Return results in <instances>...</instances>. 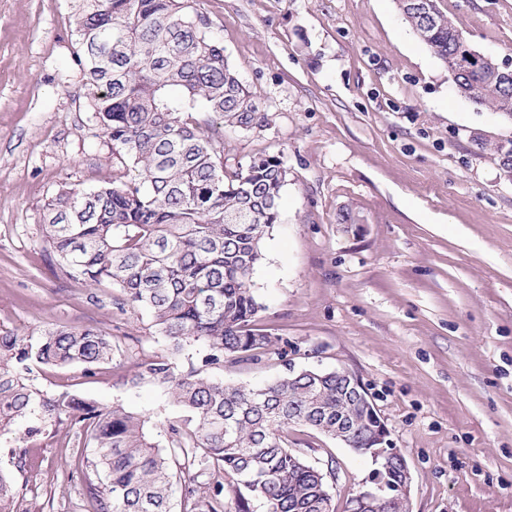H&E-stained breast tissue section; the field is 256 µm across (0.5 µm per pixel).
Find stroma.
<instances>
[{"instance_id": "1", "label": "stroma", "mask_w": 512, "mask_h": 512, "mask_svg": "<svg viewBox=\"0 0 512 512\" xmlns=\"http://www.w3.org/2000/svg\"><path fill=\"white\" fill-rule=\"evenodd\" d=\"M482 52L512 62V0H438ZM265 122L208 125L232 172L275 155L288 169L278 221L251 279L277 341L225 364L258 387L304 368L345 370L371 394L412 475L409 512H512V182L481 137L512 120L461 96L397 0H194ZM71 0H0V333L95 326L120 350L92 377L37 368L48 393L175 417L149 383L165 342L119 288L69 278L43 242L62 187L112 180V146L73 61ZM350 213L351 223L341 221ZM67 425L17 426L0 446L15 512H82L84 451ZM290 448L333 465L346 512L370 464L297 428Z\"/></svg>"}]
</instances>
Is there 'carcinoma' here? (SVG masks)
<instances>
[{"mask_svg":"<svg viewBox=\"0 0 512 512\" xmlns=\"http://www.w3.org/2000/svg\"><path fill=\"white\" fill-rule=\"evenodd\" d=\"M73 2L74 62L87 76L89 110L136 174L117 166L108 185L60 189L46 208V250L68 276L115 286L148 311L166 350L141 363L130 386H157L179 416L29 384L35 367L78 366L90 377L115 359L101 329L62 326L38 336L0 333V432L26 421L30 437L41 423L68 422L69 443L92 448L81 465L89 512H172L177 484L184 512H335L325 471L288 448V430L331 439L339 430L351 451L370 457L372 422L356 409L344 413V379L293 373L255 389L216 376L224 362L252 360L277 340L259 326L263 305L251 278L288 168L273 155L224 173L196 114L240 128L265 116L192 0ZM399 9L465 98L512 117V81L496 79L497 59L455 75L463 32L435 4L429 20L413 0H399ZM477 146L512 167L501 143L479 138ZM194 345L200 361L177 369L176 357ZM15 495L0 471V512H14Z\"/></svg>","mask_w":512,"mask_h":512,"instance_id":"obj_1","label":"carcinoma"}]
</instances>
